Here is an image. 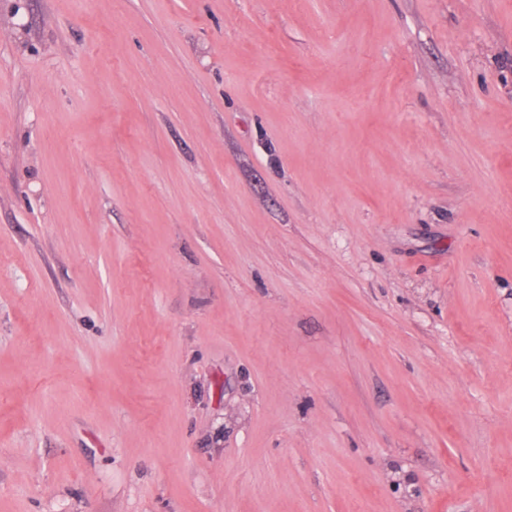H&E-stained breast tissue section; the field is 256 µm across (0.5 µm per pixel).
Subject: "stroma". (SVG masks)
Listing matches in <instances>:
<instances>
[{"mask_svg": "<svg viewBox=\"0 0 512 512\" xmlns=\"http://www.w3.org/2000/svg\"><path fill=\"white\" fill-rule=\"evenodd\" d=\"M0 512H512V0H0Z\"/></svg>", "mask_w": 512, "mask_h": 512, "instance_id": "35a3bbf8", "label": "stroma"}]
</instances>
